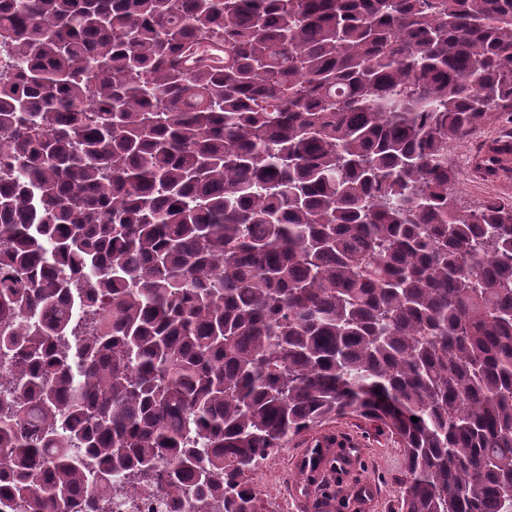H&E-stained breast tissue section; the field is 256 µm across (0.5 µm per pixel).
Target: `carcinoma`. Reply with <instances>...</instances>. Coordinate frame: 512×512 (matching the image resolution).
I'll return each mask as SVG.
<instances>
[{
	"label": "carcinoma",
	"instance_id": "cac0c4a2",
	"mask_svg": "<svg viewBox=\"0 0 512 512\" xmlns=\"http://www.w3.org/2000/svg\"><path fill=\"white\" fill-rule=\"evenodd\" d=\"M0 48V512H262L349 414L399 512H512V199L448 165L512 0H0ZM310 439V448L301 457ZM334 448H353L352 454L357 456L348 452L344 455L351 462L356 459L357 462L349 467H342L338 462L336 468L332 467L341 475L333 491L336 497L333 512L399 511L401 491L407 480L402 448L395 437L379 429L376 423L346 415L299 435L288 436L276 452L263 461L252 476L261 494L263 512H322L315 496L300 487L306 484L308 488L313 483L306 475L326 471V460L332 456ZM299 459L305 475L298 466ZM362 483L370 486L371 496L365 510H353L348 502L355 486Z\"/></svg>",
	"mask_w": 512,
	"mask_h": 512
}]
</instances>
